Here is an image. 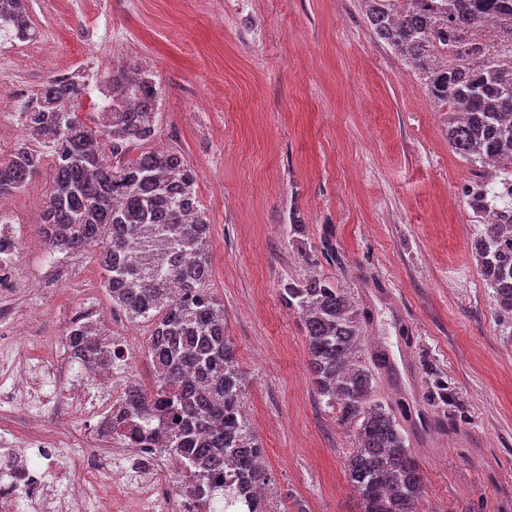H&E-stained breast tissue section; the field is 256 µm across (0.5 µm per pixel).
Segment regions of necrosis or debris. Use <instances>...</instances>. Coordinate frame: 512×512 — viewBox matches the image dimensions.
Returning <instances> with one entry per match:
<instances>
[{
	"instance_id": "necrosis-or-debris-1",
	"label": "necrosis or debris",
	"mask_w": 512,
	"mask_h": 512,
	"mask_svg": "<svg viewBox=\"0 0 512 512\" xmlns=\"http://www.w3.org/2000/svg\"><path fill=\"white\" fill-rule=\"evenodd\" d=\"M471 191L479 197V210L487 223L512 222V170L492 186L477 184ZM19 254L20 242L12 225L1 224L0 295L20 285ZM99 315L98 309L82 306L64 320L63 354L44 368L57 393L53 412H45L27 398L20 401L16 418L0 421V512H18L24 503L35 512H78L85 501L97 499V474L102 470L112 473L114 512H152L166 503L171 504V512H195L185 487L190 462L160 448L167 429L163 412H153L142 422L152 431V441L140 444L126 438L123 430L113 429L111 441L100 442L94 467L79 475L43 433L46 420L60 422L77 410L92 417L95 429H102L125 395L132 378L129 331L113 336L109 344L112 360L104 371L81 361L71 343L70 329ZM28 448L36 449L35 458L20 462L22 450Z\"/></svg>"
}]
</instances>
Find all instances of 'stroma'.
<instances>
[{
	"mask_svg": "<svg viewBox=\"0 0 512 512\" xmlns=\"http://www.w3.org/2000/svg\"><path fill=\"white\" fill-rule=\"evenodd\" d=\"M37 33L57 40V62L31 61L34 42L0 37V95L9 86L70 76L74 105L96 119L93 87L123 64L148 70L159 91L156 144L179 151L210 224L208 286L245 376L244 404L265 450L269 491L295 512H360L344 474L349 427L320 401L298 314L280 284L328 277L371 321L427 428L406 425L424 474L423 512H512V328L494 314L471 254L482 228L459 188L475 169L448 143V107L418 74L373 39L366 0H28ZM52 187L43 166L12 195L5 221L37 236L34 213ZM307 250L284 230L290 207ZM337 263L320 253L324 227ZM26 280L11 303L37 311L38 334L0 341V378L29 357L61 350L67 310L112 306L98 251L74 255L64 287L45 288L42 252L22 250ZM455 411L427 406L432 379ZM87 416L52 431L75 465L87 460Z\"/></svg>",
	"mask_w": 512,
	"mask_h": 512,
	"instance_id": "35a3bbf8",
	"label": "stroma"
}]
</instances>
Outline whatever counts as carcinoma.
<instances>
[{"label": "carcinoma", "mask_w": 512, "mask_h": 512, "mask_svg": "<svg viewBox=\"0 0 512 512\" xmlns=\"http://www.w3.org/2000/svg\"><path fill=\"white\" fill-rule=\"evenodd\" d=\"M374 38L389 45L421 74L431 98L448 105V142L482 167L512 163V45L483 51L487 28L512 32V0H369ZM0 31L33 39L25 0H0ZM85 88L49 80L23 112L24 138L0 154V197L23 189L42 169L41 144L52 149L54 184L40 218L51 247L71 254L101 248L99 262L112 302L130 319L152 324L148 355L154 386L128 388L119 418L168 414L165 449L180 452L211 474L190 483L202 512L224 502V468L259 486L269 481L256 458L264 448L244 416L245 378L225 335L224 304L207 288L211 275L209 223L193 190L195 176L175 151L148 152L126 165L116 158L155 134L159 93L144 76L112 71L102 112L108 125L92 126L71 110ZM288 239L303 244L305 224L292 212ZM471 253L493 289L496 318L512 324V224H485ZM176 282L174 294L169 283ZM281 300L302 318L310 370L321 400L353 429L356 446L345 475L360 512H420L424 478L407 446L398 415L377 399L378 363L361 353L365 315L342 289L320 275L281 284ZM84 361L104 365L107 351L89 324L75 337ZM432 400L455 406L448 386L435 381Z\"/></svg>", "instance_id": "cac0c4a2"}]
</instances>
